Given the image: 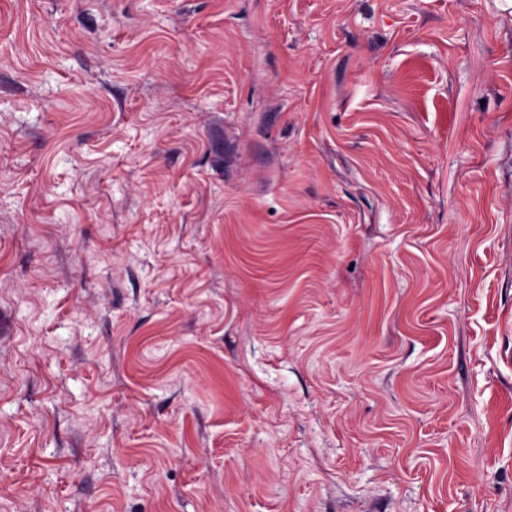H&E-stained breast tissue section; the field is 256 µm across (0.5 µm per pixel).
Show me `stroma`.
I'll return each instance as SVG.
<instances>
[{
	"label": "stroma",
	"instance_id": "35a3bbf8",
	"mask_svg": "<svg viewBox=\"0 0 512 512\" xmlns=\"http://www.w3.org/2000/svg\"><path fill=\"white\" fill-rule=\"evenodd\" d=\"M0 512H512L501 0H0Z\"/></svg>",
	"mask_w": 512,
	"mask_h": 512
}]
</instances>
